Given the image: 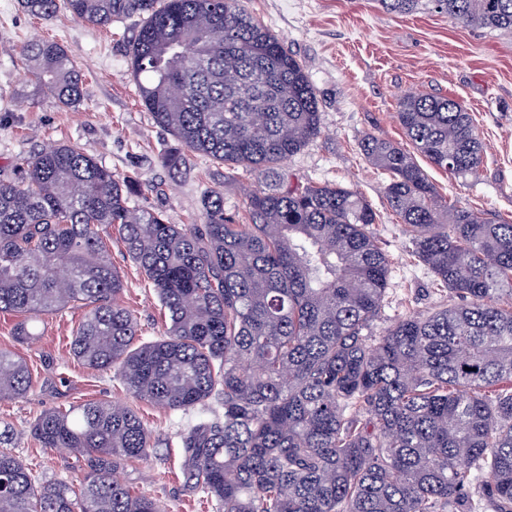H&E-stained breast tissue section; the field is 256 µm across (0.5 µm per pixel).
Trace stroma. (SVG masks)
Wrapping results in <instances>:
<instances>
[{
  "mask_svg": "<svg viewBox=\"0 0 512 512\" xmlns=\"http://www.w3.org/2000/svg\"><path fill=\"white\" fill-rule=\"evenodd\" d=\"M307 68L322 113V135L283 167L293 183L334 182L363 195L377 214V229L392 267L375 330L412 312L453 304L432 274L410 253L409 232L389 207L386 177L361 151L369 135L408 147L397 119V102L409 92L450 96L471 114L484 143V161L474 176L458 177L425 165L424 171L448 205L467 207L494 222L512 221V35L463 26L445 13L422 9L397 15L377 0H243ZM131 14L97 26L61 9L49 17L27 12L20 0H0V179L17 174L29 154L56 144H74L118 176L138 172L143 182L133 208L163 209L170 223L202 221L205 189L223 187L224 208L244 207V190L265 184L264 171L228 169L190 155L173 170L163 158L179 142L156 125L143 106L130 74L128 47L143 23ZM36 38L63 45L83 75V97L65 108L29 73L19 49ZM112 262L124 281L120 303L139 325L142 340L159 338L165 321L161 304L117 233L102 230ZM82 315L66 309L42 316L32 343L13 337L20 317L0 313V348L25 359L33 379L27 396L0 402V430L17 436L9 448L37 480L80 483L81 458L63 448L46 449L28 427L44 409L66 410L87 402L132 403L158 442L159 457L129 461L117 472L125 485L144 492L161 512H211L194 490L181 450V433L200 419L220 413L206 408L176 411L131 401L115 372L87 367L70 343Z\"/></svg>",
  "mask_w": 512,
  "mask_h": 512,
  "instance_id": "stroma-1",
  "label": "stroma"
}]
</instances>
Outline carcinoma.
I'll list each match as a JSON object with an SVG mask.
<instances>
[{"mask_svg":"<svg viewBox=\"0 0 512 512\" xmlns=\"http://www.w3.org/2000/svg\"><path fill=\"white\" fill-rule=\"evenodd\" d=\"M107 26L145 15L130 71L154 121L215 163L279 166L322 133L305 64L241 0H23L50 16L59 2ZM396 14L422 8L465 26L512 33V0H378ZM31 73L62 106L82 76L59 43L21 46ZM397 118L417 153L475 175L484 144L454 98L413 92ZM363 154L388 176L385 198L412 255L459 303L398 319L381 333L391 263L359 193L329 182L275 183L247 195L244 221L207 190L203 223L171 224L134 210L136 176L73 145L24 158L0 179V312L30 321L85 309L73 355L114 370L136 400L183 410L215 398L224 413L181 437L195 488L214 512H512V222L442 203L413 154L374 136ZM186 153L166 157L178 168ZM114 229L164 310L160 338L138 342L119 298L124 284L98 228ZM25 361L0 348V401L26 397ZM30 434L84 458L76 487L38 482L4 448L0 512H158L114 477L156 443L122 403L43 410Z\"/></svg>","mask_w":512,"mask_h":512,"instance_id":"obj_1","label":"carcinoma"}]
</instances>
